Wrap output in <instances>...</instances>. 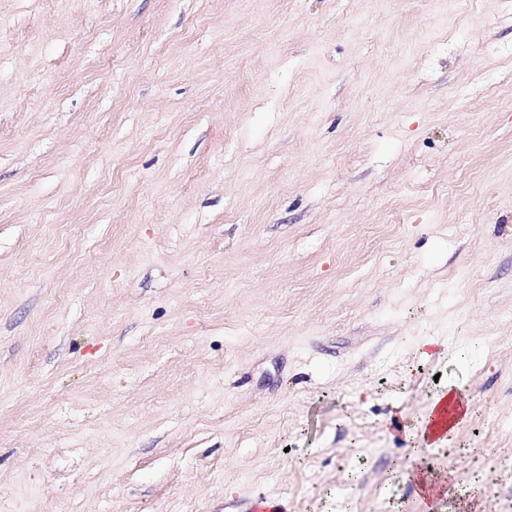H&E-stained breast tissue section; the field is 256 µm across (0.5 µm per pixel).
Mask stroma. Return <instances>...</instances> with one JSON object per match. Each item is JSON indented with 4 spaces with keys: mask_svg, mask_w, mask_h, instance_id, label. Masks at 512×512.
<instances>
[{
    "mask_svg": "<svg viewBox=\"0 0 512 512\" xmlns=\"http://www.w3.org/2000/svg\"><path fill=\"white\" fill-rule=\"evenodd\" d=\"M416 460L512 512V0H0V512H459Z\"/></svg>",
    "mask_w": 512,
    "mask_h": 512,
    "instance_id": "1",
    "label": "stroma"
}]
</instances>
